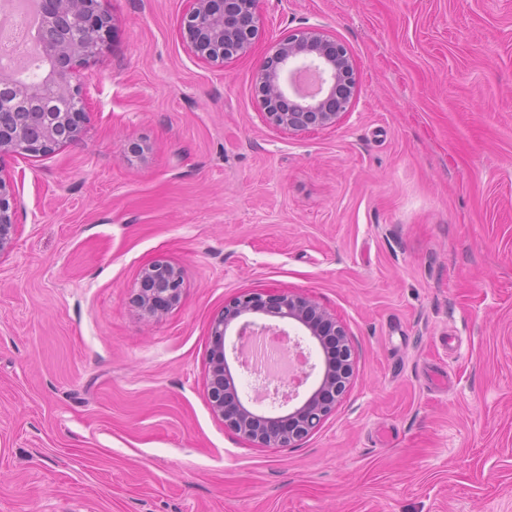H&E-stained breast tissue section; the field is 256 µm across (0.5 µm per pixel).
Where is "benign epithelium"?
<instances>
[{
	"instance_id": "1",
	"label": "benign epithelium",
	"mask_w": 512,
	"mask_h": 512,
	"mask_svg": "<svg viewBox=\"0 0 512 512\" xmlns=\"http://www.w3.org/2000/svg\"><path fill=\"white\" fill-rule=\"evenodd\" d=\"M46 21L41 38L50 63L37 84H23L0 71V88L13 91L27 106L53 100L57 112H23L16 123L0 127V163L14 155L40 157L83 139L85 110L77 69L102 51L112 24L100 0H44ZM261 34L257 0H190L183 19L188 52L196 59L222 66L248 55ZM293 64H314L329 76L325 93L299 97L288 88ZM357 88L348 48L319 27H307L273 42L255 77V94L266 122L290 134L336 126L348 111ZM10 180L0 176V255L14 245V220L8 197ZM183 271L164 260L145 265L130 297L134 307L150 317H162L182 296ZM262 314L288 322L297 335L321 350L336 347V358H324L318 380L305 396L295 391L272 397L278 408L300 403L284 415H266L244 402L237 390L228 357L245 338L284 331L277 324L250 318ZM238 324L234 341L227 330ZM353 375L348 333L336 317L312 297L278 290L243 293L224 304L211 321L208 397L224 426L261 448H288L320 427L346 392Z\"/></svg>"
}]
</instances>
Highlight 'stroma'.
I'll use <instances>...</instances> for the list:
<instances>
[{
  "label": "stroma",
  "mask_w": 512,
  "mask_h": 512,
  "mask_svg": "<svg viewBox=\"0 0 512 512\" xmlns=\"http://www.w3.org/2000/svg\"><path fill=\"white\" fill-rule=\"evenodd\" d=\"M104 6L82 142L1 170L0 512H512V0H259L251 54L221 68L185 48L188 0ZM310 26L358 84L296 135L254 76ZM157 259L184 284L153 319L130 296ZM270 288L354 350L292 448L207 395L213 317ZM1 173L0 169V255L13 248L15 226L8 200L12 193V184Z\"/></svg>",
  "instance_id": "stroma-1"
}]
</instances>
